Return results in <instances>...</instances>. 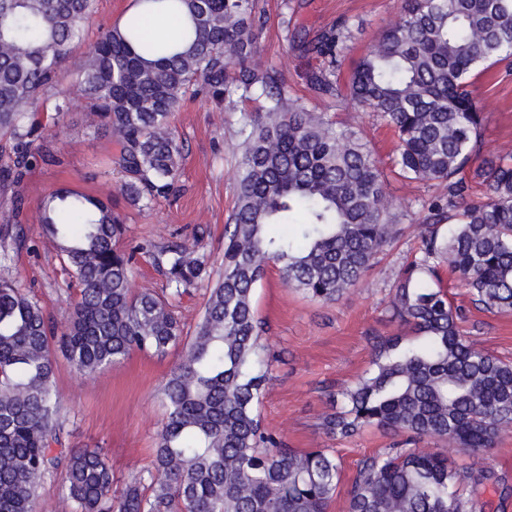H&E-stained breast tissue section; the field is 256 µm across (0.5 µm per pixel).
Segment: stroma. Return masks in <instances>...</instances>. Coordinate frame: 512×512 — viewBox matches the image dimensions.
Listing matches in <instances>:
<instances>
[{"instance_id": "1", "label": "stroma", "mask_w": 512, "mask_h": 512, "mask_svg": "<svg viewBox=\"0 0 512 512\" xmlns=\"http://www.w3.org/2000/svg\"><path fill=\"white\" fill-rule=\"evenodd\" d=\"M403 0H258L265 17L254 62L276 71L291 95L305 99L309 109L324 114L336 126L359 133L385 167H392L396 138L383 120L348 100L314 93L309 73L317 60L291 49L294 32L315 35L349 17L359 21L338 76L347 84L355 62L382 29L397 23ZM473 96L483 109L484 151L512 153V73L477 77ZM258 103L225 108L206 99L185 100L171 119L172 132L183 147L180 162L182 192L150 207L131 205L121 194V173L112 170L113 141L97 133L84 104L67 114L64 132L47 126L44 137L55 162L39 163L27 177L30 221L23 227L22 248L0 258V275L15 278L65 325L79 293L78 283L38 223L41 201L57 188H69L111 204L126 225L121 247L180 240L195 246L209 260V279L175 300L182 340L161 356L131 354L124 361L84 377L65 359H58L54 388L60 402V424L66 447L101 449L112 468V495L147 478L153 468L158 433L166 407L161 388L179 363L187 341L195 335L210 290L224 270V226L235 205V173L240 159L237 131L242 113L257 112ZM387 193L393 202L392 220L400 233L380 253L360 283L336 301L323 303L288 287L277 265H270L256 285L253 304L264 324L261 344L272 361L259 406L263 428L286 447L308 451L325 448L341 463V480L329 512H347L348 492L361 462L398 442L391 431L362 430L349 439L328 434L323 420L344 404L343 390L372 367L378 338L405 335L392 320L389 301L402 266L419 251L425 231L422 200L444 195L443 184L420 183L390 175ZM464 329L481 348L512 360V312L471 308ZM458 468L478 465L512 481V430L499 436L494 447L475 454L448 450Z\"/></svg>"}]
</instances>
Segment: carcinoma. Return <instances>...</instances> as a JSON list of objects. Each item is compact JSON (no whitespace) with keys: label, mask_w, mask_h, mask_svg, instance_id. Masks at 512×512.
I'll list each match as a JSON object with an SVG mask.
<instances>
[{"label":"carcinoma","mask_w":512,"mask_h":512,"mask_svg":"<svg viewBox=\"0 0 512 512\" xmlns=\"http://www.w3.org/2000/svg\"><path fill=\"white\" fill-rule=\"evenodd\" d=\"M183 20L179 45L147 40L142 16L103 32L75 64V87L94 128L119 146L123 193L145 205L178 191L182 147L171 117L187 94L217 104L265 102L238 128L236 203L224 227V272L196 335L162 396L167 420L149 475L151 494L128 485L112 501V469L97 448H64L54 392V350L91 374L134 352L159 355L181 328L168 301L131 294L136 253L118 247L125 228L112 206L68 189L43 199L39 224L80 285L59 333L42 305L0 277V512H36V490L64 466L69 512H328L340 465L324 448L282 447L257 406L268 374L252 303L269 264L284 282L332 302L355 287L398 233L385 174L367 143L292 98L271 71L252 65L263 20L256 0H142ZM95 0H0V205L10 230L27 223L25 181L47 157L44 113L54 124L75 105L57 89L75 46L85 40ZM352 26L339 21L300 47L320 59L309 76L322 95L337 84ZM512 62V0H405L357 62L347 85L398 140L400 175L447 184L427 204L419 255L393 289V319L424 341H376L374 368L342 392L344 408L326 431L348 439L376 426L429 437L450 448H489L512 428V362L476 347L461 329L443 271L457 275L474 303L512 311V154L486 156L485 113L473 79ZM474 168V182L464 176ZM483 188L474 194L473 184ZM447 226L440 232L439 226ZM179 297L208 276L205 257L183 242L140 245ZM503 500L505 479L459 470L438 452L404 448L369 456L352 482L348 512H482L487 485Z\"/></svg>","instance_id":"obj_1"}]
</instances>
